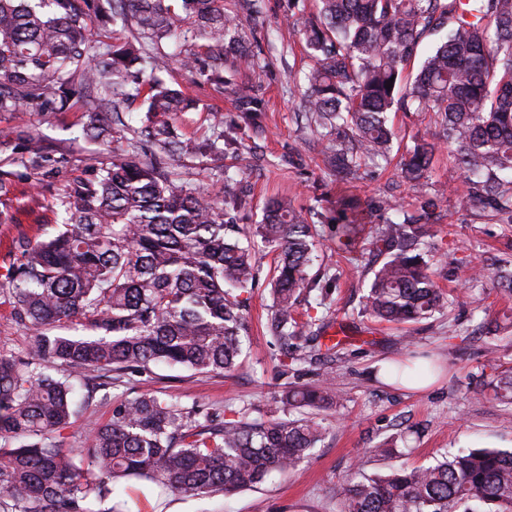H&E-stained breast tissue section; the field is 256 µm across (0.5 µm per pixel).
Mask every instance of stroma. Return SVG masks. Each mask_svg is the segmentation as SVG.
Returning a JSON list of instances; mask_svg holds the SVG:
<instances>
[{"mask_svg": "<svg viewBox=\"0 0 512 512\" xmlns=\"http://www.w3.org/2000/svg\"><path fill=\"white\" fill-rule=\"evenodd\" d=\"M263 17L242 20V40L258 55L254 70L236 91L194 81L181 68L176 55L181 40L167 43L164 78L180 87L195 102L181 113L180 136L210 137L209 115L222 113L243 146L241 155L214 151L186 159L190 179L205 191L223 194L225 173L243 172L250 184V203L241 213L244 224L260 223L267 198H291L296 209L315 224L319 238L336 234V179L324 171L320 149L297 114L306 90L304 73L310 59L303 35L305 13L288 8V0H263ZM258 100L256 121L239 109L241 96ZM80 103L65 112H29L23 119L0 112V170L14 175L15 191L0 197V212L12 215L0 223V351L16 355L29 348L33 331L13 318L3 286L11 245L50 235L63 208L58 198L67 181L85 175L89 165L106 160L102 143L81 137ZM36 130L53 156H66L56 174L31 185L24 165L20 126ZM362 200L393 195L408 205L415 190L398 179V166H367L356 184ZM503 229L482 224L467 203L463 188L448 195L447 210L431 227L428 271L446 295L465 286L463 274L451 270L457 247H466L473 263H486L504 249ZM259 282L245 316L250 331L238 367L229 374L194 375L182 368H155L142 375L87 373L78 387L86 402L74 422L61 430L64 447L84 448L94 425L108 421L115 400L134 392L178 399L184 406L224 413L232 417L243 408H268L283 379L279 375L277 347L265 331L272 298L270 281L274 256H257ZM370 260L352 254L321 257L310 269L320 287L304 296L298 311L326 316L350 331L336 359V386L343 394L339 407L326 411L327 434L295 472L277 475L263 484L228 494L201 498L173 493L154 483L130 479L119 486L128 512H336L338 490L355 467L367 474L384 475L393 467H426L445 454L470 448L512 451V409L492 397L477 394L476 378L512 371V334L486 335L484 319L512 311V298L477 283V299L456 302L433 317L410 327L378 324L362 316L361 302L372 276ZM435 360V382L427 388H408L388 381L385 367L395 360L423 363ZM392 451L376 454L382 443Z\"/></svg>", "mask_w": 512, "mask_h": 512, "instance_id": "obj_1", "label": "stroma"}]
</instances>
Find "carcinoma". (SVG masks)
<instances>
[{"label":"carcinoma","instance_id":"1","mask_svg":"<svg viewBox=\"0 0 512 512\" xmlns=\"http://www.w3.org/2000/svg\"><path fill=\"white\" fill-rule=\"evenodd\" d=\"M305 22L314 64L298 114L322 144L324 165L336 177V210L343 223L331 251H347L362 238L374 211L400 210L399 219L372 227L366 250L383 257L364 300L376 322L416 324L448 301L473 297L466 289L448 298L427 271L421 253L429 224L440 217L447 191L464 179L466 199L489 224L512 226V0H316ZM259 18L258 0H0V112H59L82 103L83 133L112 149V160L91 166L61 194L64 216L49 237L16 246L7 270L17 323L35 331L26 356L0 351V512H126L114 500L116 485L145 479L174 493L210 497L254 488L300 467L323 441L319 412L338 398L331 367L300 383L303 358L297 340L312 343L310 359L336 357L321 342L328 324L312 330L301 320V291L315 282V225L288 198H274L263 222L250 229L226 208L243 199L231 189L224 201L183 177L176 162L214 143L183 139L178 113L185 92L146 69L160 66L162 45L191 40L180 66L216 85L255 66L254 56L224 53L239 15ZM132 40L103 39L114 21ZM443 33L410 78L406 68L421 43ZM393 86L385 87L389 79ZM147 104L138 128L123 109ZM391 112H429L438 127L431 140L416 139L399 163L400 177L417 195L404 208L388 195L364 202L353 193L362 163H390ZM215 140L238 152L241 143L212 115ZM27 167L34 179L51 159L28 128ZM453 148L444 189L426 190L435 152ZM277 254L271 280L268 335L280 350V376L292 378L275 392V408L231 419L186 407L152 393L125 397L112 418L92 430L88 448H64L55 433L79 412L69 378L58 366L143 374L158 365L195 374L229 373L248 334L244 311L258 279L256 253ZM465 281L489 280L512 294V261L488 270L464 266ZM79 319L92 336L54 330ZM485 386L512 405V375ZM293 407L308 415L284 419ZM102 505L90 507L92 502ZM338 512H512V451L474 448L433 466H398L390 473L348 475Z\"/></svg>","mask_w":512,"mask_h":512}]
</instances>
